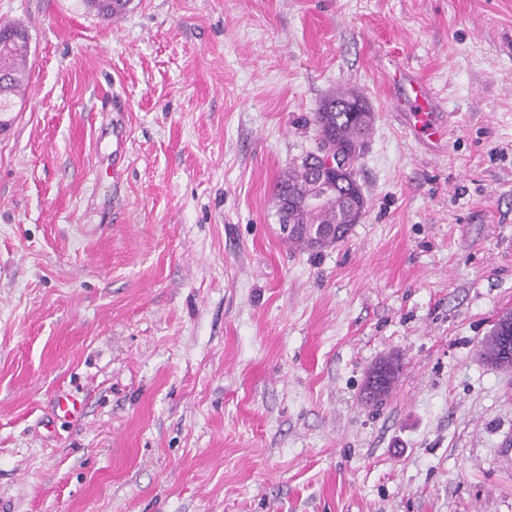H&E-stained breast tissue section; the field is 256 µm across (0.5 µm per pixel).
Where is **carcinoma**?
<instances>
[{
  "instance_id": "carcinoma-1",
  "label": "carcinoma",
  "mask_w": 512,
  "mask_h": 512,
  "mask_svg": "<svg viewBox=\"0 0 512 512\" xmlns=\"http://www.w3.org/2000/svg\"><path fill=\"white\" fill-rule=\"evenodd\" d=\"M130 0H86V4L95 9L105 20H112L123 13ZM29 53V38L26 28L10 21L0 23V114L13 111L14 97L18 95L26 75ZM374 116L364 99L354 93L339 92L328 97L318 112L314 122L318 126L321 138L336 145V150L344 159L356 164L364 154L367 138L373 126ZM309 156L305 155L290 164L277 184L274 197L276 216L280 235L291 245L304 250L313 249L310 235L307 233H285L287 224H314L316 231L324 235L338 231L336 240L344 238L351 226L361 219L365 207V198L361 186L356 180L347 178L340 172L336 178L347 181L344 193L328 197L319 210L306 212L294 206L286 207L285 200L300 199L317 192L310 180ZM512 325V313L502 314L489 335L480 355L487 362L504 369L512 368V356L502 353L499 327Z\"/></svg>"
}]
</instances>
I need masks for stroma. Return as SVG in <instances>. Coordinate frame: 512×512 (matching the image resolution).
<instances>
[{
    "label": "stroma",
    "instance_id": "stroma-1",
    "mask_svg": "<svg viewBox=\"0 0 512 512\" xmlns=\"http://www.w3.org/2000/svg\"><path fill=\"white\" fill-rule=\"evenodd\" d=\"M0 20L30 37L0 128V512H512V370L479 354L512 308V0ZM397 64L446 103L441 154ZM339 90L374 114L365 213L297 251L275 187ZM379 365L385 367L387 371L392 374L395 381L396 373L399 371L398 361L393 358H388L382 360ZM387 371L378 367L371 374L370 387L372 390L381 389L382 387L389 385L381 390L379 394L369 397V399L375 404H382L392 391V376Z\"/></svg>",
    "mask_w": 512,
    "mask_h": 512
}]
</instances>
